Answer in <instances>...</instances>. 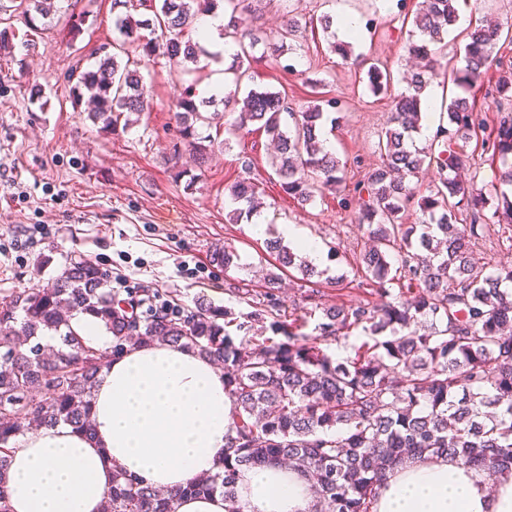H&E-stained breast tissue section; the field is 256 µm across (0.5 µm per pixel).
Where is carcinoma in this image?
<instances>
[{
  "instance_id": "1",
  "label": "carcinoma",
  "mask_w": 512,
  "mask_h": 512,
  "mask_svg": "<svg viewBox=\"0 0 512 512\" xmlns=\"http://www.w3.org/2000/svg\"><path fill=\"white\" fill-rule=\"evenodd\" d=\"M255 0H114L112 52L79 72L75 98L87 91L95 101L89 114L104 129L117 130L121 116L149 109V96L137 59L163 56L180 70L204 54L198 17L223 8L224 38L236 50L224 75L236 87L253 81L257 59L281 61L297 53L307 29L287 11L277 34L263 36L251 24ZM456 0H422L408 42V53L425 60L406 91L393 96L391 126L379 138L380 167L360 192L357 221L368 227L369 244L360 253L364 285L381 298L376 306L352 304L318 309L301 307L288 320H272L283 334L263 336L264 320L280 311L273 291L282 269L310 280L318 271L270 238L266 250L277 271L264 277L267 303L247 314L202 303L158 305L152 296L125 298L110 288L109 271L80 258L69 263L46 287L0 300V512H8L7 470L12 441L29 429L60 422L91 430L90 408L96 377L126 344L168 343L197 351L224 368V389L235 399V435L225 443L223 470L197 477L183 489L166 491L116 473L103 512H176L182 495L224 496L225 512H242L239 471L257 465L287 464L304 477L316 499L313 512H374L377 490L390 471L416 459L446 456L493 478L512 467V266L491 270L478 265L469 240L486 226L489 199L458 178L465 147L483 128L479 114L463 98L447 107L448 126L434 143L418 147L422 95L429 76L441 68L437 44L455 26ZM54 0H0V11L21 14L31 29L35 16L47 17ZM144 9L139 18L131 11ZM334 17L319 22L330 35L331 51L366 70L370 89L388 94L392 74L385 66L354 54L350 42L334 40ZM465 71H452L454 84L471 81L494 62L501 30L476 26L468 33ZM126 62L120 63L121 56ZM224 111H208L214 101H198L186 87L171 112L182 143L204 159L212 136L224 131L231 146L242 130L258 126L275 143L269 166L282 191L307 205L344 182L347 162L325 147L323 106L295 112L279 92L251 88L242 99L222 100ZM234 114L226 122V113ZM481 149L501 163V184L512 187V116L500 120ZM435 165L438 181L429 195L415 199L411 179L424 165ZM229 220L259 212L258 186L248 178L228 190ZM492 217L512 227V195L496 192ZM420 216L409 223L410 205ZM466 202L471 224L457 226V208ZM398 293H392L393 288ZM77 313L100 320L112 345L97 348L70 325ZM314 332L305 333L312 317ZM246 338L236 340L238 333ZM365 337L354 355L332 358L320 341ZM42 336H58L48 345Z\"/></svg>"
}]
</instances>
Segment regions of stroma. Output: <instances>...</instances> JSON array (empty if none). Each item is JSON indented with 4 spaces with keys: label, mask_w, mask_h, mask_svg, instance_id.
<instances>
[{
    "label": "stroma",
    "mask_w": 512,
    "mask_h": 512,
    "mask_svg": "<svg viewBox=\"0 0 512 512\" xmlns=\"http://www.w3.org/2000/svg\"><path fill=\"white\" fill-rule=\"evenodd\" d=\"M363 21L364 35L354 45L387 65L394 92L404 91L408 63V16L418 0H342ZM471 22L512 29V0H460ZM316 18L331 12L329 0H263L259 24L280 29L286 10ZM84 19L78 38L70 20ZM112 0H57L49 26L35 39L12 12H0V29L15 34L10 54L0 55V299L50 282L71 258L84 256L112 273V288L124 294L150 293L158 301L191 305L203 300L247 313L265 298L263 278L272 268L265 241L285 224L303 228L323 247L333 249L316 286L283 281L276 296L283 309L309 304L321 308L357 302L378 303L360 287L359 253L366 225L356 223V184L381 163L378 137L388 126L390 97L374 95L361 70L331 52L322 29L307 32L295 68L285 71L267 61L254 66L257 87L286 94L295 111L317 96L334 99L327 108L328 136L346 161V185L302 207L287 197L272 173L268 138L257 130L231 148H211L205 162L180 147L169 109L187 85L210 86L215 70L200 62L180 74L166 58L137 65L152 91L150 110L126 130L105 131L76 106L72 66H92L95 51L112 39ZM322 80L313 90L312 80ZM495 131L500 116L512 113V98L485 86L453 87ZM248 177L259 187L268 224L255 235L250 222L228 223V189ZM222 246L238 255L225 268L210 259ZM474 255L489 266L512 265V230L488 221ZM347 283L336 284L337 275Z\"/></svg>",
    "instance_id": "stroma-1"
}]
</instances>
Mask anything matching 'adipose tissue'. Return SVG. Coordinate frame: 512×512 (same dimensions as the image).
<instances>
[{"mask_svg":"<svg viewBox=\"0 0 512 512\" xmlns=\"http://www.w3.org/2000/svg\"><path fill=\"white\" fill-rule=\"evenodd\" d=\"M235 402L224 372L197 352L128 346L104 368L94 390L92 432L66 424L19 438L7 473L10 512H101L121 472L175 490L224 462ZM242 512H310L313 493L296 472L243 469ZM376 512H512V473H485L446 457L405 464L381 486Z\"/></svg>","mask_w":512,"mask_h":512,"instance_id":"ef3b65f1","label":"adipose tissue"}]
</instances>
